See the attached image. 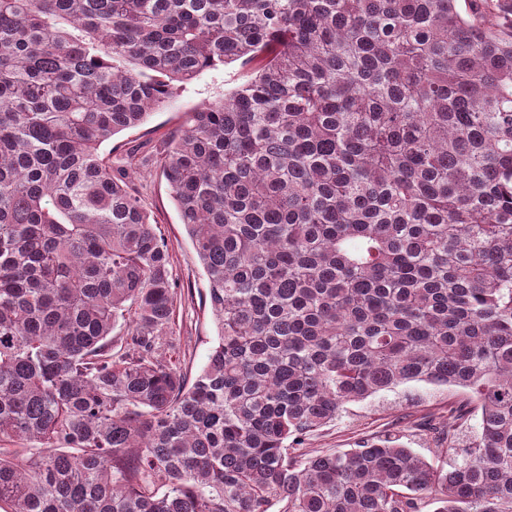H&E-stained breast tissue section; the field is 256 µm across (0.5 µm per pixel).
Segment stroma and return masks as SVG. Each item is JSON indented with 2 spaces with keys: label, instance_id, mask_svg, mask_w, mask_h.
Listing matches in <instances>:
<instances>
[{
  "label": "stroma",
  "instance_id": "stroma-1",
  "mask_svg": "<svg viewBox=\"0 0 512 512\" xmlns=\"http://www.w3.org/2000/svg\"><path fill=\"white\" fill-rule=\"evenodd\" d=\"M249 75L248 68L235 63L176 85L165 108L152 114L142 126L122 131L100 147L101 154L116 160L129 154L135 157L132 187L168 248L176 284L174 322L161 342L190 381L206 365L218 336L207 279L160 171L159 152L163 140L179 127L183 113L222 99ZM465 404V396L444 386L403 384L351 405L342 417L306 437L303 445L314 451H342L378 436L404 434L410 436L411 448L435 464L448 466L454 461L443 452L451 443L448 418L451 411Z\"/></svg>",
  "mask_w": 512,
  "mask_h": 512
}]
</instances>
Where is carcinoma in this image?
Listing matches in <instances>:
<instances>
[{"label": "carcinoma", "instance_id": "cac0c4a2", "mask_svg": "<svg viewBox=\"0 0 512 512\" xmlns=\"http://www.w3.org/2000/svg\"><path fill=\"white\" fill-rule=\"evenodd\" d=\"M465 2L0 0V441L29 450L0 504L512 512V20ZM236 62L159 158L218 330L190 384L168 251L99 148ZM409 382L480 411L448 469L300 447Z\"/></svg>", "mask_w": 512, "mask_h": 512}]
</instances>
